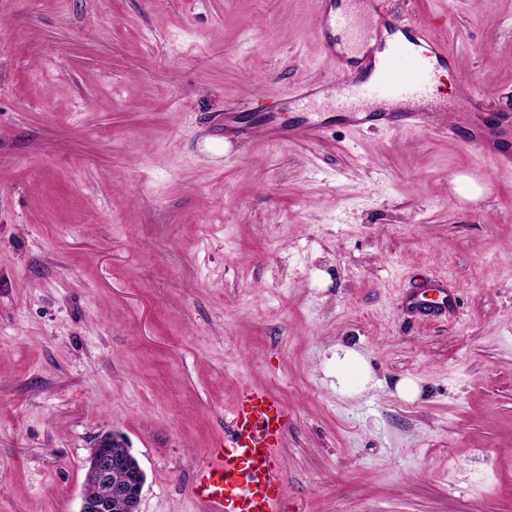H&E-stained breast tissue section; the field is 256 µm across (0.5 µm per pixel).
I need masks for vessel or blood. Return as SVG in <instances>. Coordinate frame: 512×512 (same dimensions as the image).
I'll use <instances>...</instances> for the list:
<instances>
[{
    "label": "vessel or blood",
    "instance_id": "obj_1",
    "mask_svg": "<svg viewBox=\"0 0 512 512\" xmlns=\"http://www.w3.org/2000/svg\"><path fill=\"white\" fill-rule=\"evenodd\" d=\"M315 33L327 58L336 56V40L344 38L354 52H361L379 38L377 21H361L351 4L336 8L334 0H317ZM403 38L388 47L382 59H369L364 70L342 69L341 84L330 107L337 112L368 110L369 90L396 78L395 63L407 55L412 75L403 87L405 98L429 100L439 93L438 69L453 58L447 43L437 36L434 23L413 22L402 31ZM435 114L430 110L376 112L372 118L386 129L437 133ZM323 126L311 122L300 128L275 127L273 139L290 142L314 139ZM448 136L475 149L498 171L512 173V143L489 147L455 125H448ZM403 303L423 325L444 321L454 314L457 290L447 279L429 274L418 286L405 293ZM288 423L286 406L267 391H246L233 413V424L222 448L194 471L192 495L207 506V512H283L285 482L277 448Z\"/></svg>",
    "mask_w": 512,
    "mask_h": 512
}]
</instances>
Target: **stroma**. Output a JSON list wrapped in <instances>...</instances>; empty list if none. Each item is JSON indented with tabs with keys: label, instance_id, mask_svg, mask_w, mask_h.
Here are the masks:
<instances>
[{
	"label": "stroma",
	"instance_id": "1",
	"mask_svg": "<svg viewBox=\"0 0 512 512\" xmlns=\"http://www.w3.org/2000/svg\"><path fill=\"white\" fill-rule=\"evenodd\" d=\"M378 9L448 14L439 123L512 141L470 104L512 113V0ZM315 23V0H0V512H78L109 431L140 512H203L195 468L252 387L288 407L284 512H512V174L284 99L340 82ZM426 271L460 289L448 323L401 305ZM340 346L366 363L342 385ZM323 125L318 122H310L301 128L273 127L270 136L276 141L291 142L295 139L306 137L318 138L323 133Z\"/></svg>",
	"mask_w": 512,
	"mask_h": 512
}]
</instances>
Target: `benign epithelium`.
<instances>
[{
  "instance_id": "obj_1",
  "label": "benign epithelium",
  "mask_w": 512,
  "mask_h": 512,
  "mask_svg": "<svg viewBox=\"0 0 512 512\" xmlns=\"http://www.w3.org/2000/svg\"><path fill=\"white\" fill-rule=\"evenodd\" d=\"M122 442L116 434L101 436L91 449L79 512H139L145 473L129 453L115 452ZM121 474L123 479L113 480Z\"/></svg>"
}]
</instances>
